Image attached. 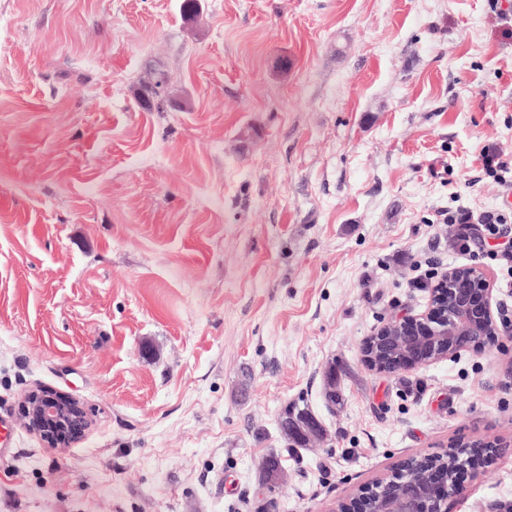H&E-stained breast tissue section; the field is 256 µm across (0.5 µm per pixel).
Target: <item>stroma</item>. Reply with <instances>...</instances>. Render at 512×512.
<instances>
[{
    "label": "stroma",
    "instance_id": "stroma-1",
    "mask_svg": "<svg viewBox=\"0 0 512 512\" xmlns=\"http://www.w3.org/2000/svg\"><path fill=\"white\" fill-rule=\"evenodd\" d=\"M183 4L0 0V512H333L460 439L507 447L450 512H505L512 325L397 374L362 349L425 310L415 264L464 266L440 212L512 196L479 162L512 153V0ZM39 387L81 440L24 427ZM43 390L31 391L22 402L21 418L25 427L53 448L65 447L80 439L89 424L81 403L69 394ZM309 411L305 408L301 409L297 402L288 403L281 412L280 425L282 433L284 434L287 441L291 442L295 446H306L308 441L301 438L290 425V420L293 416H297L301 413H308Z\"/></svg>",
    "mask_w": 512,
    "mask_h": 512
}]
</instances>
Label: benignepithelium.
<instances>
[{
  "label": "benign epithelium",
  "instance_id": "1",
  "mask_svg": "<svg viewBox=\"0 0 512 512\" xmlns=\"http://www.w3.org/2000/svg\"><path fill=\"white\" fill-rule=\"evenodd\" d=\"M439 285L427 312L394 317L372 335L374 339L391 331L400 335L406 355L399 372L476 348L478 342L473 336L480 327L493 324L492 289L474 288L471 279L457 277L452 269L442 275ZM21 418L27 429L53 448L80 439L89 424L88 414L77 399L54 390L31 391L22 402ZM395 494L404 504L403 512H448L447 500L428 501L424 483L404 480Z\"/></svg>",
  "mask_w": 512,
  "mask_h": 512
}]
</instances>
